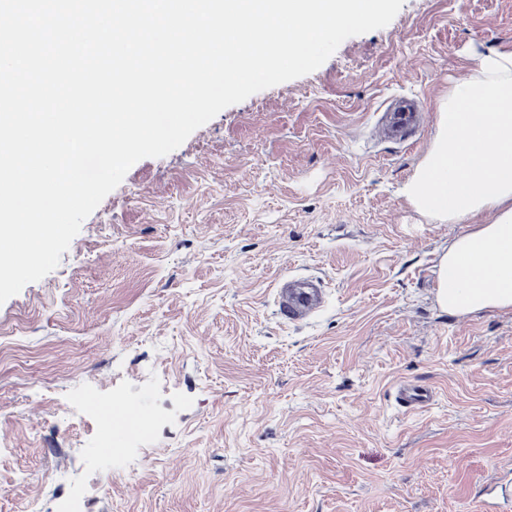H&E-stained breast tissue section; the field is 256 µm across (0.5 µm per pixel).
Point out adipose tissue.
I'll return each mask as SVG.
<instances>
[{"label":"adipose tissue","mask_w":512,"mask_h":512,"mask_svg":"<svg viewBox=\"0 0 512 512\" xmlns=\"http://www.w3.org/2000/svg\"><path fill=\"white\" fill-rule=\"evenodd\" d=\"M405 195L442 220L490 216L443 255L440 308L451 314L512 309V48L481 58L473 78L449 92L433 145Z\"/></svg>","instance_id":"obj_1"}]
</instances>
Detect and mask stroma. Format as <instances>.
<instances>
[{"label": "stroma", "instance_id": "35a3bbf8", "mask_svg": "<svg viewBox=\"0 0 512 512\" xmlns=\"http://www.w3.org/2000/svg\"><path fill=\"white\" fill-rule=\"evenodd\" d=\"M511 45L512 0H404L135 163L0 304V512H483L512 478V310L440 309L442 255L488 217L404 187L450 89ZM398 96L423 123L374 136ZM291 273L330 292L313 325L275 312ZM404 379L434 404L398 409ZM113 406L155 424L107 431Z\"/></svg>", "mask_w": 512, "mask_h": 512}]
</instances>
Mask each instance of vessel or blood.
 Returning a JSON list of instances; mask_svg holds the SVG:
<instances>
[{
  "instance_id": "vessel-or-blood-1",
  "label": "vessel or blood",
  "mask_w": 512,
  "mask_h": 512,
  "mask_svg": "<svg viewBox=\"0 0 512 512\" xmlns=\"http://www.w3.org/2000/svg\"><path fill=\"white\" fill-rule=\"evenodd\" d=\"M274 295L281 317L292 323H306L324 310L328 292L318 279L289 275L278 280ZM434 400L433 392L423 386L402 383L396 388V401L406 410H420Z\"/></svg>"
}]
</instances>
